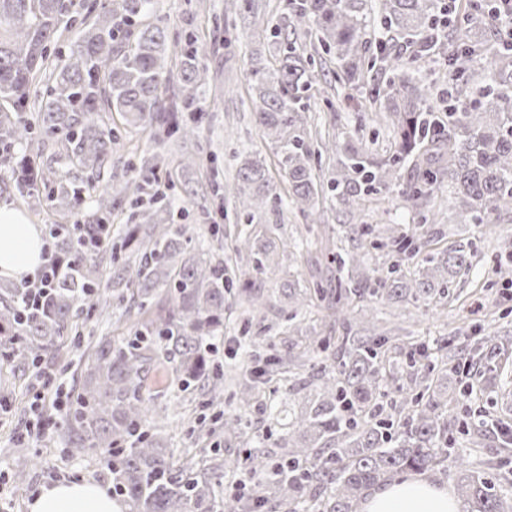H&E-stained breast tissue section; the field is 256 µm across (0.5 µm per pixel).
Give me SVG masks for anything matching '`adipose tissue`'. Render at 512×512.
<instances>
[{
    "label": "adipose tissue",
    "instance_id": "1",
    "mask_svg": "<svg viewBox=\"0 0 512 512\" xmlns=\"http://www.w3.org/2000/svg\"><path fill=\"white\" fill-rule=\"evenodd\" d=\"M39 229L20 211L0 206V275L19 280L42 262ZM29 512H125L106 487L94 482L60 483L44 489ZM363 512H462L452 490L421 478L396 480L373 490Z\"/></svg>",
    "mask_w": 512,
    "mask_h": 512
}]
</instances>
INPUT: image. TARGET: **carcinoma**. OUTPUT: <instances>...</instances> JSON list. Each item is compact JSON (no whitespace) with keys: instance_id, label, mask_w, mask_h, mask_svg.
Returning <instances> with one entry per match:
<instances>
[{"instance_id":"obj_1","label":"carcinoma","mask_w":512,"mask_h":512,"mask_svg":"<svg viewBox=\"0 0 512 512\" xmlns=\"http://www.w3.org/2000/svg\"><path fill=\"white\" fill-rule=\"evenodd\" d=\"M451 0L446 13L436 0H379L378 10L391 36L372 43L359 17L361 0H288L271 37L287 42L271 65L250 72L254 117L270 142L288 184V198L305 219L319 216L324 181L314 163L336 150L335 142L312 141L307 129L310 91L316 84L315 55H335L336 75L351 85L375 70L384 76L370 90L385 113L394 151L378 157L364 145L344 147L329 178L336 202L352 219L364 212L366 196L388 189L410 163L413 178L404 195L426 208L448 188V204L458 208L460 223H488L512 214V42L499 38L492 9L497 0H466L467 10ZM152 0H0V164L23 155L12 183L25 200H42L55 217L54 252L79 268L62 269L41 305L23 310L25 285L0 297V337L4 358L38 367L58 355L65 340L81 336L76 318L89 321L113 304L148 314L132 340L98 339L85 364V383L66 413L70 445L77 454L107 452L113 494L126 512H359L368 488L405 471L452 470L465 512H512V491L496 489L481 472L466 467L457 448L448 446V430L460 423L467 392L448 394L442 381L458 372L465 357L443 342L440 361L419 370L416 357L427 353L406 340L403 328L387 318L358 323L346 316L349 306L374 300L402 305L423 301L435 315L448 295L451 279L472 265L471 255L454 244L422 259L412 279L400 274L403 262L420 255L430 240L390 226L375 232L360 222L346 227L350 248L339 247L332 262L340 272L337 288L301 290L288 284L295 310H316L317 320L334 337L311 328L308 343L288 341V351L273 367L245 370L236 383L237 398L250 404L262 377L285 380L305 375L312 391L303 411L281 437V453L247 449L246 469L253 484L246 491L224 493V454L214 447L201 457L176 456L158 439L166 408L155 403L151 384L163 374L182 386H199L210 402L224 394V370L211 367L208 341L224 329V259L186 250L192 240L185 224L164 216L167 194L159 206L142 213L143 223L126 224L122 245L131 248L121 266L112 268V198L95 196V219L74 238L64 224L93 178L78 183L70 173L45 171L42 151L58 148L71 170L99 171L112 158L120 137L112 127L117 114L127 127L149 132L157 151L141 165L158 181L169 165L171 144L180 147L178 167L202 168L204 160L186 151L199 135L198 107L210 84L206 64L215 47L188 32L181 40L180 81L171 83L163 65L167 26L150 19ZM78 27L65 51L59 44ZM316 32L307 53L290 37ZM439 55L448 61V92L418 73L417 59ZM44 86L38 111L30 108L33 89ZM478 99L463 112L457 104ZM448 100L438 111L436 103ZM235 206L253 223L255 212L277 208L280 190L261 159H246L236 172ZM107 232L104 245L90 253L97 225ZM390 248L387 269L369 264L371 249ZM271 246L238 239L236 252L250 254L253 269L274 279L281 262ZM167 289L169 306L158 307L156 292ZM408 349L410 392L385 404L381 387L396 378L397 356Z\"/></svg>"}]
</instances>
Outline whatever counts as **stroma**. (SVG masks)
<instances>
[{"label": "stroma", "instance_id": "obj_1", "mask_svg": "<svg viewBox=\"0 0 512 512\" xmlns=\"http://www.w3.org/2000/svg\"><path fill=\"white\" fill-rule=\"evenodd\" d=\"M286 0H267L266 14L257 21L243 19L238 0H153V14L165 20L169 37L191 32L208 43L223 45L232 38L230 55L216 53L208 60L211 71L225 76L233 91L209 87L202 98V123L199 138L190 150L200 155L217 154L214 168L181 172L180 180L188 184L190 193L169 196L168 202L176 223L188 225L193 243L207 254L224 257V276L229 289L224 300V341L214 355L225 373H241L250 354L270 359L288 347L285 331L289 315L308 320V313H293L280 293V284L268 280L251 269L248 256L238 255L235 245L238 235L263 231L265 225H276L275 244L283 248L296 241L304 247L282 262L283 277L295 280L304 288H323L337 278L336 268L328 256L329 247L343 233L341 224L347 218L336 202L333 192H325L320 209L322 221L306 223L292 207L257 214L253 224L237 218L231 204L222 203L212 194L210 180L232 181L241 152L251 151L265 157L274 180H281L277 158L270 143L253 118L252 90L248 71L255 59L273 60L275 46L266 34L275 24ZM334 57L318 59L316 71L322 79L312 91L309 127L311 131L335 139L337 148L354 142L366 145L372 152L386 155L392 150L391 137L375 120L366 89H356L338 81ZM123 145L112 153L111 161L100 171L97 188H112L131 179H141L145 172L139 158L148 141L142 131L130 130L122 135ZM364 219L375 227L400 225L407 233L436 239L438 247L448 243L463 244L474 253L473 266L467 274L449 287L448 315L436 319L424 306H408L405 326L415 343L435 349L442 337L454 339L455 347L469 350L485 336H512V216L493 219L491 229L480 224H463L455 210L442 209L434 220H425L412 209L403 196L402 186H395L367 202ZM505 267L506 275L495 272ZM245 288L262 289L270 300L263 313L250 311L240 298ZM135 317L125 313L123 306H113L108 318L84 323L80 341L65 342L61 359L45 357L52 376L43 379L28 367L0 366V397L11 404L10 413L0 418V507L5 512H29V504L43 488L61 482L93 481L111 486L112 478L98 459L71 455L66 441V404L83 384V364L95 342L103 335L125 339L135 333ZM476 385L465 409L467 421L491 417L512 424V362L493 358L484 375L456 374L448 387L462 392ZM206 395L198 388L184 389L169 382L160 400L167 407L168 425L159 439L164 447L176 453L204 454L209 442L207 427L201 416H213L215 411L241 416L246 423H257L267 417L270 402H278L279 422L275 434L288 431V423L303 406L299 395L290 393L287 383L267 382L251 407H240L232 386H225L224 399L218 409L203 408ZM451 446L467 451L469 460L480 463L497 458L489 477L496 485L512 479V445H504L496 428H489L483 447L469 448L463 428L448 434ZM26 468L27 480L15 484L14 472Z\"/></svg>", "mask_w": 512, "mask_h": 512}]
</instances>
